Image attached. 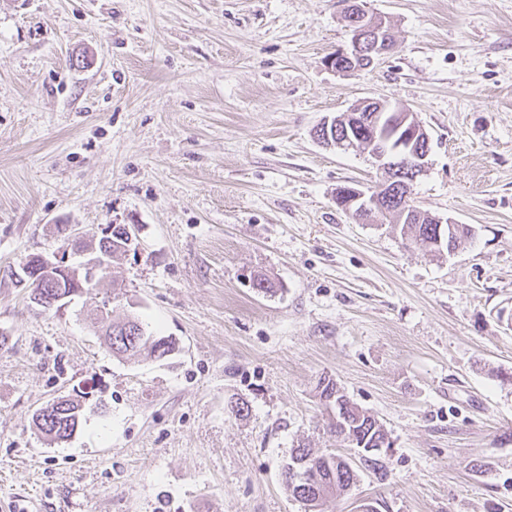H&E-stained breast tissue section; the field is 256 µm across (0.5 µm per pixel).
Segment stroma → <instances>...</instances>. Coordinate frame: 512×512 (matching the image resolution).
I'll use <instances>...</instances> for the list:
<instances>
[{
    "label": "stroma",
    "instance_id": "stroma-1",
    "mask_svg": "<svg viewBox=\"0 0 512 512\" xmlns=\"http://www.w3.org/2000/svg\"><path fill=\"white\" fill-rule=\"evenodd\" d=\"M363 5L395 43L344 76L342 0H0V512H304L292 449L357 457L323 376L393 454L321 512H512V0ZM366 98L429 132L414 202L471 245L338 208L380 172L313 130ZM67 224L137 225L139 251L45 310L14 274ZM106 299L178 351L114 357ZM79 392L49 441L34 411ZM383 217L391 219L393 224L397 223L393 214H383ZM386 215V216H385ZM430 221L428 217L424 213H420L417 218L414 219V224H399L401 226L400 232L405 238L411 239L412 241L419 243L426 250L441 252L447 250L448 253L456 250L460 246L466 244L473 236L472 228L468 224H458L452 218H442L437 215L430 214ZM442 224L441 236L444 241H446L447 235V245L440 250L433 242L437 236V228L438 225ZM49 409H51L48 417L50 421L40 420L43 409L34 414L33 422L36 428L47 438L49 433L55 431L52 441H65L71 438L77 431L84 414L80 400L62 397L45 408L47 411Z\"/></svg>",
    "mask_w": 512,
    "mask_h": 512
}]
</instances>
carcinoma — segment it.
Here are the masks:
<instances>
[{"label": "carcinoma", "mask_w": 512, "mask_h": 512, "mask_svg": "<svg viewBox=\"0 0 512 512\" xmlns=\"http://www.w3.org/2000/svg\"><path fill=\"white\" fill-rule=\"evenodd\" d=\"M403 236L422 245L429 251L437 252L433 245L436 236L447 237L445 250L452 252L466 244L473 236L468 224H445L438 226L430 223L425 214H420L412 224L401 225ZM81 286L74 280L62 276L53 288L45 289L48 294L64 296L76 292ZM104 342L112 350V355L123 357L146 352L156 358H164L173 353L177 342L170 336H152L146 333L141 322L130 317L122 322L107 325L104 330ZM320 398L340 403L336 409V421L330 424V431L341 437L352 448H359L365 454L362 465L374 474L384 470L383 455L387 432L383 425L368 411L352 402L340 392L337 383L330 378H321L318 382ZM49 419L40 420L41 412H36L33 422L44 435L55 433V441H65L77 431L83 417L80 400L62 397L49 406ZM306 458L310 467L316 469L317 479L311 483L287 482L288 488L296 498H300L317 508L326 496H342L348 493L357 481L353 466L341 462L340 455H316L304 444L293 449L289 463Z\"/></svg>", "instance_id": "obj_1"}]
</instances>
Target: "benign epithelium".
I'll list each match as a JSON object with an SVG mask.
<instances>
[{
	"mask_svg": "<svg viewBox=\"0 0 512 512\" xmlns=\"http://www.w3.org/2000/svg\"><path fill=\"white\" fill-rule=\"evenodd\" d=\"M344 17L351 32L350 47L338 50L327 59L332 70L348 75L362 70V65L375 63L391 49V28L381 16L365 12L358 0H344ZM387 113L386 127H381L378 113ZM315 139L326 147L366 149L377 160L383 176L366 189L347 185L336 194V204L364 223L373 221L379 211L391 209L404 216L411 210L413 186L429 165L430 136L414 113L394 107L381 99H364L347 111L326 117L314 130ZM112 254L93 251L79 264L70 262L64 249L53 258L35 256V263L22 266L23 281L42 308H58L63 299L54 300L41 294L40 288L61 272L94 287L111 268Z\"/></svg>",
	"mask_w": 512,
	"mask_h": 512,
	"instance_id": "7a95c632",
	"label": "benign epithelium"
}]
</instances>
